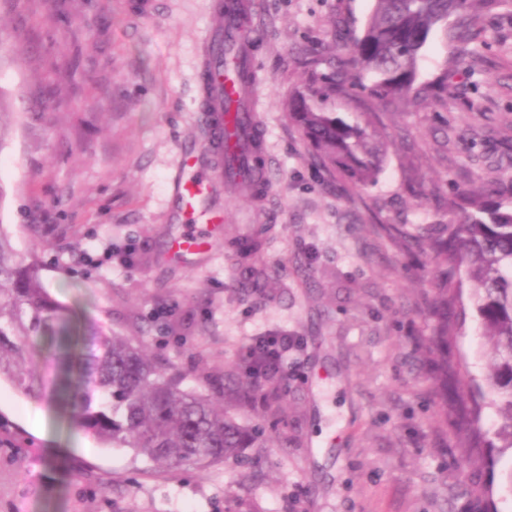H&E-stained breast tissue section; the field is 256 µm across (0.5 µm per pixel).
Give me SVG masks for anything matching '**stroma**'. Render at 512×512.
<instances>
[{
	"label": "stroma",
	"instance_id": "stroma-1",
	"mask_svg": "<svg viewBox=\"0 0 512 512\" xmlns=\"http://www.w3.org/2000/svg\"><path fill=\"white\" fill-rule=\"evenodd\" d=\"M0 0V229L41 268L79 327L101 323L248 427L258 447L198 470H154L104 448L54 405L0 381V512H512L511 449L475 470L441 421L425 344L437 280L421 224H450L462 189L512 188V7L481 16L443 97L369 118L389 147L357 192L317 164L287 116L305 50L361 34L373 0H258L251 17L263 206L222 189L225 224L275 226L260 294L223 246L184 263L171 182L205 144L199 87L216 0ZM448 346L468 375L489 366L469 297ZM294 336L276 413L232 393L253 340ZM42 410L45 427H30ZM492 486V499L472 495Z\"/></svg>",
	"mask_w": 512,
	"mask_h": 512
}]
</instances>
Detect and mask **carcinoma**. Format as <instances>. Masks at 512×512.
<instances>
[{"mask_svg":"<svg viewBox=\"0 0 512 512\" xmlns=\"http://www.w3.org/2000/svg\"><path fill=\"white\" fill-rule=\"evenodd\" d=\"M498 7H512V0H373L362 34L340 46L342 57L306 59L310 77L307 85L289 94L288 118L333 173L355 187L374 185L384 165L386 141L369 123H351L338 115L336 101L356 98L363 106H387L434 92L433 86L416 85L418 57L432 34L442 32L450 45L468 43L480 12ZM248 40L250 21L240 12L225 39V66L241 94L253 81L250 67L238 62V50ZM361 72L373 75L370 84L359 82ZM232 138L238 139L241 154L224 155V166L260 202L267 192L261 184V131L241 138L229 122L224 139ZM458 208L461 217L456 223L422 225L412 239L434 257L438 285L427 344L445 388L448 377L461 380L467 375L448 365V341L458 332L448 320V308L456 304L462 281L472 284L475 311L489 342L490 370L483 393L501 422L483 427L480 406H470L464 394L457 401L455 419L459 448L475 466L490 467L493 462L483 449L497 442L512 449V190L494 195L465 192ZM272 230L273 225L261 224L247 237L224 236L231 256L249 272L253 285L267 276L262 255ZM46 336L68 343L66 355L52 366L43 354ZM258 376L277 389V378L266 362L251 357L237 385L243 399L255 396L253 379ZM2 378L26 396L63 408L75 428L101 445L128 448L168 470L185 464L203 468L236 457L259 438L213 399L180 389L177 378L111 329L94 325L71 334L69 310L44 288L39 265L17 256L0 229Z\"/></svg>","mask_w":512,"mask_h":512,"instance_id":"carcinoma-1","label":"carcinoma"}]
</instances>
